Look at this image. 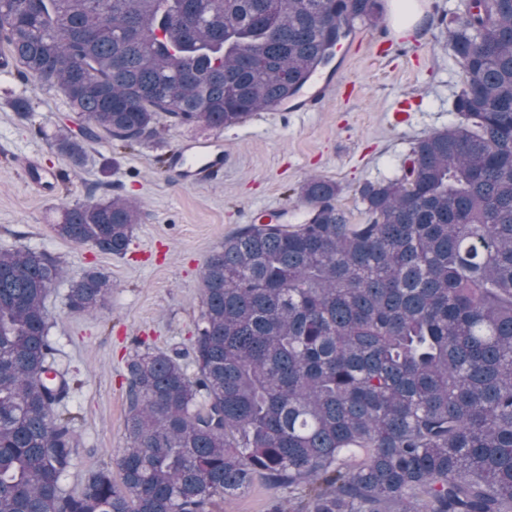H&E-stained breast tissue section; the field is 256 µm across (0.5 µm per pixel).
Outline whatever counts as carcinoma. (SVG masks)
<instances>
[{
	"label": "carcinoma",
	"mask_w": 512,
	"mask_h": 512,
	"mask_svg": "<svg viewBox=\"0 0 512 512\" xmlns=\"http://www.w3.org/2000/svg\"><path fill=\"white\" fill-rule=\"evenodd\" d=\"M381 0H0V49L85 121L50 145L73 166L106 133L218 130L295 97ZM460 121L366 182L352 224L339 184L298 187L306 219L248 224L202 274L191 343L127 363V448L76 493L78 454L46 299L57 258L0 251V512H210L260 479L292 512H512V0L448 23ZM140 207H62L53 230L123 253ZM112 283L89 273L67 307Z\"/></svg>",
	"instance_id": "1"
}]
</instances>
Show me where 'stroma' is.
I'll return each instance as SVG.
<instances>
[{"instance_id": "35a3bbf8", "label": "stroma", "mask_w": 512, "mask_h": 512, "mask_svg": "<svg viewBox=\"0 0 512 512\" xmlns=\"http://www.w3.org/2000/svg\"><path fill=\"white\" fill-rule=\"evenodd\" d=\"M461 2L419 0L420 19L404 27L394 19V0H384L382 22L356 25L343 42L341 81L355 85V92L329 95L316 111L264 109L202 135L162 120L156 140L130 150L103 135L88 141L79 167L57 154L45 135L58 125L79 130L82 119L56 91L34 87L15 73L0 76V250L45 252L66 271L46 302L56 365L80 382L67 404L76 417L78 454L62 479L65 491H78L96 470L114 469L127 445V362L133 353L143 346L177 349L183 364H191L202 271L225 236L282 214L289 224L299 223L305 206L295 189L312 175L336 181L351 223H365L360 186L398 177L418 139L458 123L452 101L461 70L446 21ZM15 96L30 99L31 117L14 111ZM204 141L222 142L221 174L203 184L177 179L166 165L168 155ZM28 157L64 170L50 195L30 183ZM109 195L140 206L141 219L124 254H106L55 234L60 204ZM90 272L113 284L107 307L70 310L71 285ZM287 496L286 490L258 483L216 501L213 512H269L274 499Z\"/></svg>"}]
</instances>
